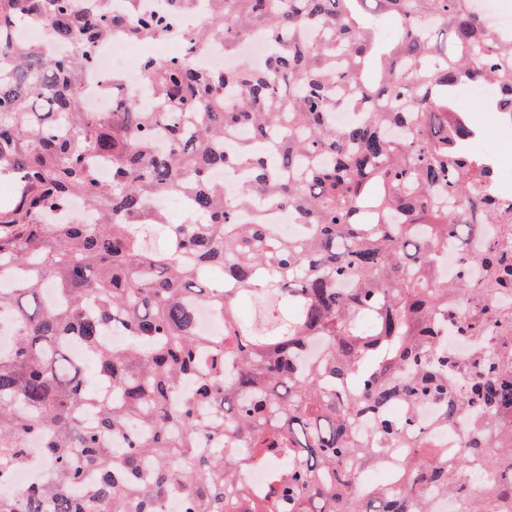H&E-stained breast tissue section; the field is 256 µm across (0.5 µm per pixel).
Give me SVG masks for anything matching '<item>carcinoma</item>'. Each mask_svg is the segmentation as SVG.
<instances>
[{"instance_id":"obj_1","label":"carcinoma","mask_w":512,"mask_h":512,"mask_svg":"<svg viewBox=\"0 0 512 512\" xmlns=\"http://www.w3.org/2000/svg\"><path fill=\"white\" fill-rule=\"evenodd\" d=\"M98 2L0 0V179L14 187L0 206L13 336L0 350V481L33 439L48 466L42 486L0 492V512H157L172 496L181 512H435L438 496L512 512V191L492 190L456 108L482 80L497 95L486 111H505L512 30L489 27L474 0H211L192 49L222 33L229 56L258 35L261 69L149 64V105L116 88L112 110L89 112L97 42L151 38L185 5ZM34 16L41 45L17 37ZM339 111L354 114L341 128ZM226 168L247 174L233 197L213 182ZM259 195L303 236L276 237L259 213L240 223ZM156 197L189 200L195 222L168 223ZM79 201L96 223L57 220ZM208 270L222 280L202 285ZM248 296L270 303L267 326L237 317ZM201 305L220 332L198 330ZM110 321L122 348L103 343ZM70 340L112 398L87 385ZM189 375L192 394L173 400ZM424 405L463 429L461 447L432 445ZM397 448L398 478L362 484ZM256 469L259 490L244 478ZM90 474L88 496H73Z\"/></svg>"}]
</instances>
